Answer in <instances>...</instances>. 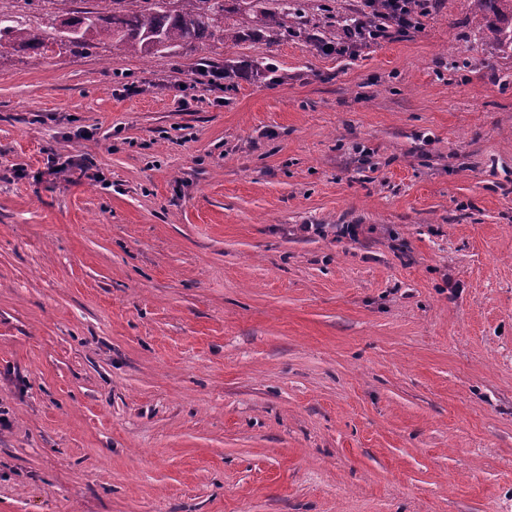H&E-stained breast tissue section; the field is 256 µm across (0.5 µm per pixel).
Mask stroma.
I'll use <instances>...</instances> for the list:
<instances>
[{
  "label": "stroma",
  "mask_w": 512,
  "mask_h": 512,
  "mask_svg": "<svg viewBox=\"0 0 512 512\" xmlns=\"http://www.w3.org/2000/svg\"><path fill=\"white\" fill-rule=\"evenodd\" d=\"M226 7L176 56L0 47V512H512L506 19L338 55ZM228 60L283 79L181 109ZM198 74L202 78H207V79L200 80L197 78V79H194L189 84L184 82V83H181L180 85H178V91L180 92V97H179L180 107L187 108L188 106L191 105L192 102H197L198 98H197L196 94H194L197 84L206 82L207 84L214 86V87H218L219 89L221 88V85H224L222 82L224 80V71L223 72L219 71V70L209 71L207 69L206 70L204 69V71L199 70Z\"/></svg>",
  "instance_id": "35a3bbf8"
}]
</instances>
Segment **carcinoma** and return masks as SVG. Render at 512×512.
I'll return each instance as SVG.
<instances>
[{"mask_svg": "<svg viewBox=\"0 0 512 512\" xmlns=\"http://www.w3.org/2000/svg\"><path fill=\"white\" fill-rule=\"evenodd\" d=\"M268 1L275 7H266ZM366 2L365 8L340 16L335 33L327 38L324 33L328 29L306 14L303 0H251L254 25L303 37L321 51L331 50L338 36L344 38L360 28L376 27L392 9L390 0ZM225 11L224 0H100L99 8L80 16L61 19L49 14L36 28L0 12V47L12 45L42 56L51 50L58 26L73 24L80 31L69 42L73 48L99 40L143 56L163 50L176 54L207 41L224 40Z\"/></svg>", "mask_w": 512, "mask_h": 512, "instance_id": "cac0c4a2", "label": "carcinoma"}]
</instances>
